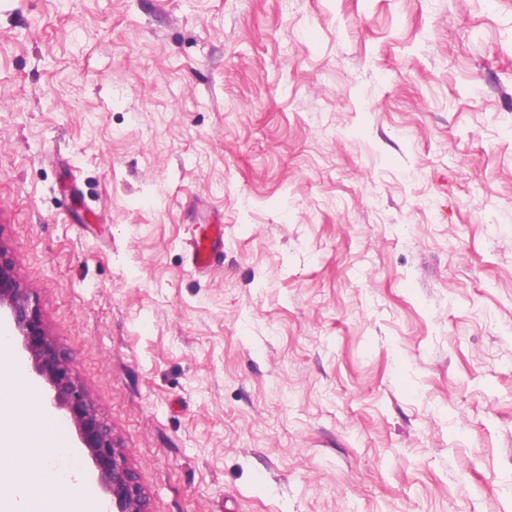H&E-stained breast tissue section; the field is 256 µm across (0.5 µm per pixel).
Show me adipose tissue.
<instances>
[{"label": "adipose tissue", "instance_id": "obj_1", "mask_svg": "<svg viewBox=\"0 0 512 512\" xmlns=\"http://www.w3.org/2000/svg\"><path fill=\"white\" fill-rule=\"evenodd\" d=\"M13 379L0 388V447L13 449V468L6 474L9 490L0 495V512H33L46 501L49 512H76L83 481L72 467L70 448L46 449L52 416L42 410L23 369L13 355L8 335L0 336V378Z\"/></svg>", "mask_w": 512, "mask_h": 512}]
</instances>
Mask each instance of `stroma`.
I'll list each match as a JSON object with an SVG mask.
<instances>
[{"instance_id": "obj_1", "label": "stroma", "mask_w": 512, "mask_h": 512, "mask_svg": "<svg viewBox=\"0 0 512 512\" xmlns=\"http://www.w3.org/2000/svg\"><path fill=\"white\" fill-rule=\"evenodd\" d=\"M0 249L151 512H512V0H0ZM223 248L224 224H196L189 239L191 270L199 275L209 274Z\"/></svg>"}]
</instances>
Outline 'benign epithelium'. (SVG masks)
I'll use <instances>...</instances> for the list:
<instances>
[{
  "label": "benign epithelium",
  "mask_w": 512,
  "mask_h": 512,
  "mask_svg": "<svg viewBox=\"0 0 512 512\" xmlns=\"http://www.w3.org/2000/svg\"><path fill=\"white\" fill-rule=\"evenodd\" d=\"M0 317L11 327V341L21 342L35 373L48 386L54 407L65 412L109 496L108 507L112 512H149L148 496L123 447L78 381L71 356L47 332L38 302L21 286L1 251Z\"/></svg>",
  "instance_id": "1"
}]
</instances>
